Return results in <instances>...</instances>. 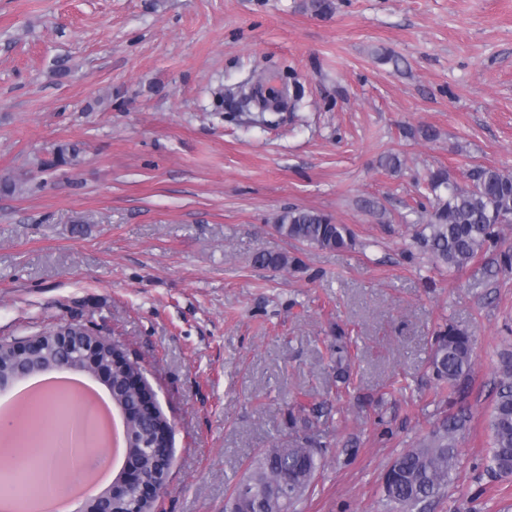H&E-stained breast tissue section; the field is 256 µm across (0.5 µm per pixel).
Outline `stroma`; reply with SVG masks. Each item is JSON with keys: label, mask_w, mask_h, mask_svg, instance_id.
Here are the masks:
<instances>
[{"label": "stroma", "mask_w": 512, "mask_h": 512, "mask_svg": "<svg viewBox=\"0 0 512 512\" xmlns=\"http://www.w3.org/2000/svg\"><path fill=\"white\" fill-rule=\"evenodd\" d=\"M334 2L0 0V180L23 184L0 195V343L79 322L139 363L174 426L154 512H224L258 449L292 447L298 401L322 406L325 447L298 512H388L384 470L448 410L445 323L473 332V367L431 512H512V476L487 473L512 273L493 252L448 271L414 239L429 171L512 172V0ZM266 78L295 109L218 94ZM64 144L77 165H54ZM291 207L356 247L281 237Z\"/></svg>", "instance_id": "35a3bbf8"}]
</instances>
